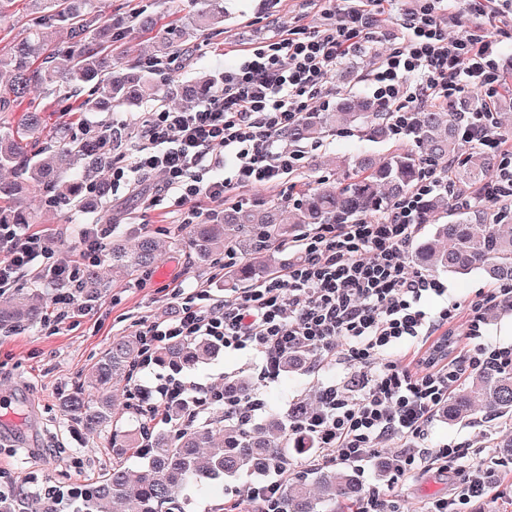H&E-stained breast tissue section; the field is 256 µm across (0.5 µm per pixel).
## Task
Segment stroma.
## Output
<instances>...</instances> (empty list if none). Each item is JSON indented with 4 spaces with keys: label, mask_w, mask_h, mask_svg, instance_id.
I'll return each instance as SVG.
<instances>
[{
    "label": "stroma",
    "mask_w": 512,
    "mask_h": 512,
    "mask_svg": "<svg viewBox=\"0 0 512 512\" xmlns=\"http://www.w3.org/2000/svg\"><path fill=\"white\" fill-rule=\"evenodd\" d=\"M324 0H224L227 18L221 35H205L195 47L170 67L181 82H193L204 73L216 74L217 61L235 60L253 43L280 32L296 18L317 20L325 9ZM390 45L387 38L373 40L363 55L349 58L332 81L333 96L368 97L367 76L374 61ZM385 142H370L340 131L323 139L319 149L310 152L302 177L315 181L335 178L332 158L351 157L367 151L382 157L388 152ZM161 174H154L144 188L118 191L106 197L96 210L85 213L84 223L114 224L135 243L138 234L152 233L159 243L160 256L147 272L129 278L117 287L103 290L85 313L71 316L62 323L46 322L26 330L0 335V391H13V413L0 419V482L21 485L27 494L21 512H35L33 493L44 480L67 490L89 483L112 466L106 433H90L67 417L62 400L111 346L114 337L136 332L140 325L166 316L171 310L175 284L224 285V259L194 260L187 231L165 205L143 209L139 202L142 189L162 185ZM33 215L31 231L46 235L52 242L58 261L72 258L80 237L69 210L49 206L45 197L29 200ZM252 381L269 408L284 412L288 398L316 399L322 385L346 376L345 367L322 374L303 370L264 381L258 376L255 359L236 351L223 350L206 363L185 371L187 380L219 384L223 374ZM495 428L489 438H482L478 422H448L439 417L429 437L430 446L467 440L485 441L495 446L502 435ZM255 474L242 472L212 482L206 490L187 489L184 512H218L229 499H244L245 486L255 481ZM456 483L453 473L421 471L404 483L385 489L386 499L404 502L407 512H419L424 501L449 496Z\"/></svg>",
    "instance_id": "1"
}]
</instances>
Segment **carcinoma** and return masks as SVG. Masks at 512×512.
<instances>
[{
    "label": "carcinoma",
    "mask_w": 512,
    "mask_h": 512,
    "mask_svg": "<svg viewBox=\"0 0 512 512\" xmlns=\"http://www.w3.org/2000/svg\"><path fill=\"white\" fill-rule=\"evenodd\" d=\"M42 12L41 29L14 40L0 52V70L9 78L0 84V169L11 170L13 179L0 181V224H30L26 199L36 193L50 202L80 214L91 192L105 194L102 174L112 166L111 130L98 129L86 136H72L48 129L44 113L32 95L40 86L73 101V108L110 112L121 105H139L149 92L166 87L205 97L215 80L204 75L191 85L180 83L168 72L170 61L197 37L224 31L223 0H202V7L175 21L158 37V54L149 68L137 60L118 63L119 44L125 31L102 21L98 0H34ZM140 31L154 30L160 13L140 11ZM66 32L69 47L57 48L45 38L43 28ZM161 76L154 82L151 74ZM512 93L490 105L474 96L463 102L430 103L412 114L416 142L424 154L409 146H395L384 158L362 152L336 161L340 177L316 185L302 183L297 191L293 221L283 223L279 206L260 202L228 204L221 215L199 224H187L190 245L200 261L224 256V283L261 279L277 270L276 247L295 227L316 224H350L384 214L398 199L408 195L422 176L426 159L461 162L447 170L448 188L455 196L471 198L489 177L493 158L472 147L462 137L456 115L462 111L476 122H493L500 132L506 126L505 110ZM390 112L371 99L341 98L328 112H311L288 130L287 141H315L329 131L359 128L365 136L390 137ZM422 223L435 225L421 242L415 257L436 271L468 275L484 270L497 281H512V209L475 208L466 203L450 208L448 193L426 196L420 207ZM113 281L121 282L149 269L156 262V241L142 236L128 248L123 235L112 239ZM84 302L91 303L106 288L96 265L86 264L78 275ZM48 318V300L37 288L11 295L0 307V331L25 330ZM149 341L129 334L112 340V347L85 375L82 386L63 400V410L88 431H112L109 448L112 468L85 489L58 505L46 500L39 512H182V493L193 481L203 489L208 482L240 472L262 474L274 464L288 465L297 447L288 439L287 421L273 416L265 431H244L220 414L210 423L181 425L184 410H166L177 433L155 429L142 422L133 429H111L116 417L113 388L130 381ZM219 353L204 339L172 340L153 350L161 366L174 370L195 367ZM450 422L478 416L498 421L512 419V369L476 372L458 387L441 408ZM134 453L145 459L141 471L125 466L124 457ZM359 498L353 473L344 467L324 465L311 470L309 478L288 481L283 512H345Z\"/></svg>",
    "instance_id": "carcinoma-1"
}]
</instances>
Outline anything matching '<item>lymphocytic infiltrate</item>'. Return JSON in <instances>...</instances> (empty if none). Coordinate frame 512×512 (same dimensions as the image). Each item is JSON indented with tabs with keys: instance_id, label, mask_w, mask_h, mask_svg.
Returning a JSON list of instances; mask_svg holds the SVG:
<instances>
[{
	"instance_id": "lymphocytic-infiltrate-1",
	"label": "lymphocytic infiltrate",
	"mask_w": 512,
	"mask_h": 512,
	"mask_svg": "<svg viewBox=\"0 0 512 512\" xmlns=\"http://www.w3.org/2000/svg\"><path fill=\"white\" fill-rule=\"evenodd\" d=\"M383 3L348 0L346 7L324 10L318 21L297 20L224 68L218 90L195 107L162 105L143 113L128 163L112 168L113 188L161 173L170 210L195 224L202 216L200 200L221 204L234 188L285 183L305 167L308 155L305 148L288 146L289 129L328 106L331 80L347 58L365 51ZM465 23L472 33L449 36V27ZM511 34L512 0H424L403 10L398 34L368 77L373 96L390 106L393 136L412 135L411 116L425 102L469 91L497 96L498 60ZM459 124L468 142L496 163L479 199L493 208L512 204V136L464 116ZM446 184L445 165L425 161L416 190L384 216L300 231L288 242L293 257L287 266L251 287L220 296L200 285L176 286L171 316L148 323L141 333L154 344L203 338L254 355L266 380L278 379L288 355L304 358L312 374L345 366L350 376L324 385L315 403L305 406L295 398L288 404V435L308 446L309 462L361 470L378 457L381 443L394 440L390 483L419 468L465 471L451 496L429 500L424 512H484L512 483V470L499 469L473 442L431 448L427 439L440 407L473 372L512 367V344L487 334L488 311L512 309V284L480 291L465 304L427 308V299L446 298L448 288L412 266L407 253L422 229V199ZM111 234V225H86L80 262L70 265L53 260L49 238L22 224H1L0 291L22 272L45 273L55 286L54 306L69 312L77 306L69 286L80 263L101 261ZM459 324L464 330L457 354L442 365L422 366L419 354L428 338ZM154 391L158 405L143 411L149 420L159 406L180 404L187 421L204 422L219 402L225 416L247 428L265 410L261 396L231 401L174 377ZM289 475L274 466L249 488L256 512H281Z\"/></svg>"
}]
</instances>
